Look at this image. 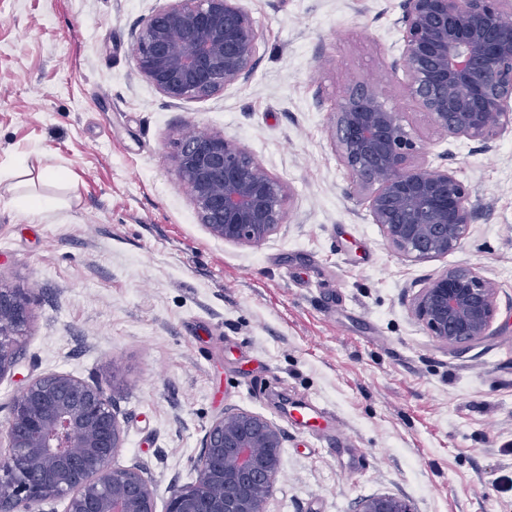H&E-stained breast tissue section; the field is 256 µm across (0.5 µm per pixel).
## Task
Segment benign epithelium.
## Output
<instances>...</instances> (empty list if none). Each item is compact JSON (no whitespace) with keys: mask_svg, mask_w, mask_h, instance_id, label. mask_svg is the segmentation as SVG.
Returning a JSON list of instances; mask_svg holds the SVG:
<instances>
[{"mask_svg":"<svg viewBox=\"0 0 512 512\" xmlns=\"http://www.w3.org/2000/svg\"><path fill=\"white\" fill-rule=\"evenodd\" d=\"M401 10L402 89L434 128L486 147L512 129V0H402ZM258 38L240 0H170L136 38L137 70L172 103L210 98L249 78ZM332 131L352 186L398 254L427 261L463 245L475 218L469 187L415 161L422 144L376 86L344 88ZM172 163L211 236L258 246L284 224V183L224 132H182ZM498 297L480 268L456 266L429 278L410 310L436 342L458 349L489 335ZM30 317L28 294L0 285V380L18 366L17 337ZM3 438L0 512H34L54 500L64 512H157L141 466L115 465L123 430L96 384L66 373L31 379L12 401ZM282 465L283 433L273 421L226 410L203 436L195 481L170 488L164 512H268ZM355 512L415 510L381 494L359 500Z\"/></svg>","mask_w":512,"mask_h":512,"instance_id":"obj_1","label":"benign epithelium"}]
</instances>
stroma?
<instances>
[{
  "mask_svg": "<svg viewBox=\"0 0 512 512\" xmlns=\"http://www.w3.org/2000/svg\"><path fill=\"white\" fill-rule=\"evenodd\" d=\"M170 0H0V285L32 316L0 380V430L32 378L70 373L111 397L117 462L159 493L196 477L225 409L284 435L270 512H353L394 494L415 512H512V132L491 148L442 137L405 98L401 0H241L256 67L209 99L169 103L135 39ZM403 114L431 168L477 213L463 246L397 254L331 138L348 82ZM220 130L286 186L259 246L213 238L178 184L184 130ZM52 180L23 183L39 166ZM33 192L51 207L15 203ZM476 265L500 290L490 333L439 345L409 310L423 283Z\"/></svg>",
  "mask_w": 512,
  "mask_h": 512,
  "instance_id": "35a3bbf8",
  "label": "stroma"
}]
</instances>
